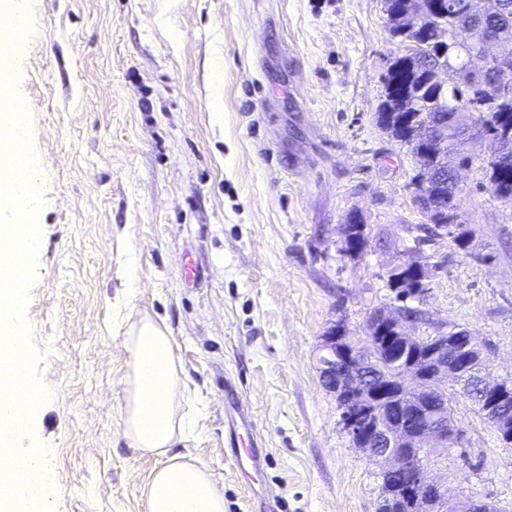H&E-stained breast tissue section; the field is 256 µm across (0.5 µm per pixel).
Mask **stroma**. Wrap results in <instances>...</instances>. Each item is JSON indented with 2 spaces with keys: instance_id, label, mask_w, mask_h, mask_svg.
<instances>
[{
  "instance_id": "35a3bbf8",
  "label": "stroma",
  "mask_w": 512,
  "mask_h": 512,
  "mask_svg": "<svg viewBox=\"0 0 512 512\" xmlns=\"http://www.w3.org/2000/svg\"><path fill=\"white\" fill-rule=\"evenodd\" d=\"M12 63L44 203L26 319L46 398L27 441L63 489L47 512H146L159 466L121 420L128 328L165 323L205 408L172 452L205 465L224 512H376L379 468L353 445L317 364L342 325L364 341L396 311L390 268L430 269L416 336L471 331L488 379L512 380V200L474 159L457 223L412 200L416 164L377 123L404 54L384 0H25ZM366 226L345 253L344 226ZM466 248H458L457 236ZM139 267L126 298L128 259ZM242 394L267 461L224 450ZM462 443L428 457L450 499L512 512V444L447 385Z\"/></svg>"
}]
</instances>
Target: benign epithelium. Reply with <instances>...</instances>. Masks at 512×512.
<instances>
[{"instance_id": "7a95c632", "label": "benign epithelium", "mask_w": 512, "mask_h": 512, "mask_svg": "<svg viewBox=\"0 0 512 512\" xmlns=\"http://www.w3.org/2000/svg\"><path fill=\"white\" fill-rule=\"evenodd\" d=\"M410 268V292L400 300L425 292L429 277L420 262L403 261L396 273ZM359 346L336 327L322 340L318 364L325 388L336 396L344 428L355 447L380 467L381 477L407 474L403 491L413 512H442L447 491L427 476L429 448H452L460 434L448 418L443 385L452 381L472 398L478 380L479 407L496 433L512 442V417L499 405L512 398V382H490L483 375L484 349L465 329L415 337L402 321L383 310L368 321Z\"/></svg>"}]
</instances>
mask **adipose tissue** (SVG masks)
I'll return each mask as SVG.
<instances>
[{
  "mask_svg": "<svg viewBox=\"0 0 512 512\" xmlns=\"http://www.w3.org/2000/svg\"><path fill=\"white\" fill-rule=\"evenodd\" d=\"M25 24L23 0H0V71L9 72L17 48L11 34ZM123 344L131 356L123 433L140 455L161 460L143 489L147 512H224V496L208 469L192 457L168 453L192 433L194 411L166 326L142 318Z\"/></svg>",
  "mask_w": 512,
  "mask_h": 512,
  "instance_id": "obj_1",
  "label": "adipose tissue"
}]
</instances>
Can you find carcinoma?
I'll use <instances>...</instances> for the list:
<instances>
[{
	"label": "carcinoma",
	"mask_w": 512,
	"mask_h": 512,
	"mask_svg": "<svg viewBox=\"0 0 512 512\" xmlns=\"http://www.w3.org/2000/svg\"><path fill=\"white\" fill-rule=\"evenodd\" d=\"M472 0H453V9L441 15L432 11L433 0H385V11L392 30L399 22L397 12L419 13L425 19L422 30L406 36L408 53L399 56L384 76V99L377 120L392 138L408 145L416 166L425 155L420 151V138L436 139L443 156L431 164H443L448 170L468 166L481 148L485 176L493 193L512 200V157L497 154V144L512 143V101L504 102L484 89L485 73L469 67L467 52L476 46L480 35L468 17ZM486 27L499 32L509 51L493 59L489 70L512 76V0H484ZM446 46L448 81L446 86L431 81L438 58L436 52ZM470 92L475 113L457 110L458 99ZM457 190H448L434 210L418 196L416 206L428 221L438 227L455 223Z\"/></svg>",
	"instance_id": "cac0c4a2"
}]
</instances>
